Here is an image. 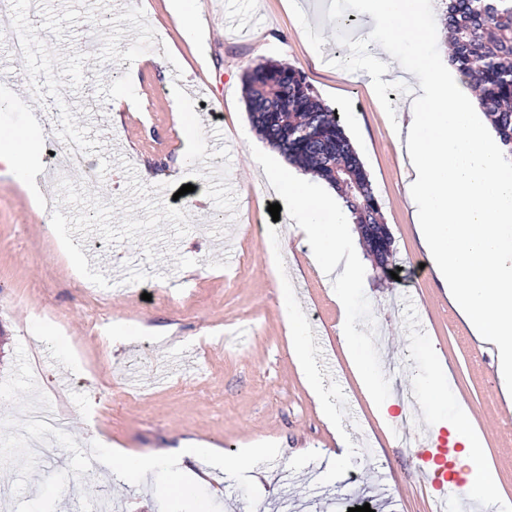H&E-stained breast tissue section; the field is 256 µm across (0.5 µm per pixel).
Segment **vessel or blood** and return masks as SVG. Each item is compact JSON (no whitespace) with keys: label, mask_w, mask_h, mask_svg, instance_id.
<instances>
[{"label":"vessel or blood","mask_w":512,"mask_h":512,"mask_svg":"<svg viewBox=\"0 0 512 512\" xmlns=\"http://www.w3.org/2000/svg\"><path fill=\"white\" fill-rule=\"evenodd\" d=\"M450 454V448L440 442L421 445L415 451L416 458L426 464L422 472L424 479L443 492L440 512H497L494 501L474 499L462 493L465 479L455 470Z\"/></svg>","instance_id":"obj_1"}]
</instances>
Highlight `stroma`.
<instances>
[{
  "mask_svg": "<svg viewBox=\"0 0 512 512\" xmlns=\"http://www.w3.org/2000/svg\"><path fill=\"white\" fill-rule=\"evenodd\" d=\"M288 0H200L207 42L183 41L166 0H45L32 21L14 0L11 23L31 36L51 32L55 60L36 66L13 58L0 39V96H25L35 78L46 89L67 79L71 96L40 120L67 125L86 143L94 178L56 183L54 216L32 205L0 166V481L11 493L0 512H91L107 495L118 512H432L437 489L406 449L426 440L428 416L406 390L421 391L430 363L448 371V397L464 401L485 437L483 459L496 473L498 496L512 512V387L500 377L496 344L475 336L426 264L404 191V163L392 135L397 116L383 105L402 87L372 92L375 65L353 47L367 27L364 0H306L305 19ZM353 16L337 33L336 13ZM102 19L95 52L85 49L91 16ZM313 25L308 37L302 22ZM275 61L302 71L318 97L339 110L358 150L393 240L399 277L390 280L366 258L358 236L346 249L364 286L350 315L368 341L363 353L381 368L391 424L374 416L337 340L336 288L309 259L306 240L268 211L277 197L253 162L268 152L251 130L244 76ZM133 105L113 115V94ZM189 92L203 119L201 166L187 172L175 90ZM194 190L181 194L183 185ZM206 200L204 217L191 206ZM92 237L109 259L84 254L87 270L109 262L118 282L87 296L61 238ZM285 255L296 301L317 336L312 352L353 448L344 463L335 440L290 355L282 284L271 261ZM133 337L102 344L116 325ZM40 362L39 377L30 365ZM64 395L66 422L49 457L19 452L21 424L37 400ZM188 441L220 448L229 472L210 471L199 497H179L166 480L117 483L97 461L99 446L160 453ZM267 447L256 469L244 449Z\"/></svg>",
  "mask_w": 512,
  "mask_h": 512,
  "instance_id": "stroma-1",
  "label": "stroma"
}]
</instances>
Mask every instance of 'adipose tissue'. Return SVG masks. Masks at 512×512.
I'll list each match as a JSON object with an SVG mask.
<instances>
[{"label": "adipose tissue", "instance_id": "obj_1", "mask_svg": "<svg viewBox=\"0 0 512 512\" xmlns=\"http://www.w3.org/2000/svg\"><path fill=\"white\" fill-rule=\"evenodd\" d=\"M372 26L362 41L374 63L401 45L411 59L409 73L419 90L403 107L405 122L396 127L402 153L410 163L406 194L415 208L419 238L448 299L476 335L500 342V371L512 378V158L508 157L470 89L448 73L428 49L434 33L424 22L423 0H365ZM40 129L31 122L27 135H0V165L24 187L37 183L40 166L35 145ZM266 186L288 207V222L310 245L320 276L336 285L340 339L359 387L380 422L390 419V400L379 393L380 374L360 348L363 336L349 314V300L360 285V271L345 253L352 221L337 196L314 191L310 180L262 156ZM282 309L294 362L330 431L336 437L337 462L350 445L336 419L309 343V331L292 294ZM447 373L433 365L422 407L437 427L448 429L465 448L471 468L467 493L496 495L495 473L480 461L482 434L471 425L462 402L448 401Z\"/></svg>", "mask_w": 512, "mask_h": 512}]
</instances>
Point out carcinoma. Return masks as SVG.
Wrapping results in <instances>:
<instances>
[{"label":"carcinoma","instance_id":"1","mask_svg":"<svg viewBox=\"0 0 512 512\" xmlns=\"http://www.w3.org/2000/svg\"><path fill=\"white\" fill-rule=\"evenodd\" d=\"M448 61L460 73L512 155V0H440ZM252 126L289 163L336 189L362 244L382 272L393 264V241L367 171L335 109L297 69L259 62L244 79Z\"/></svg>","mask_w":512,"mask_h":512}]
</instances>
